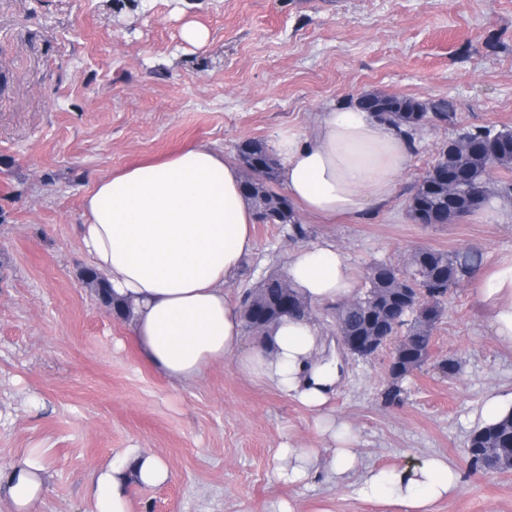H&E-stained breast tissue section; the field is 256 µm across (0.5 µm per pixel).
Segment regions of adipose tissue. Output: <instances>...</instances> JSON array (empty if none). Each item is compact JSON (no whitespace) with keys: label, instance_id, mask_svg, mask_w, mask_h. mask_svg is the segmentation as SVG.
I'll use <instances>...</instances> for the list:
<instances>
[{"label":"adipose tissue","instance_id":"ef3b65f1","mask_svg":"<svg viewBox=\"0 0 512 512\" xmlns=\"http://www.w3.org/2000/svg\"><path fill=\"white\" fill-rule=\"evenodd\" d=\"M289 198L315 216L358 217L384 208L406 168L410 141L394 127L355 108L318 112L305 134L280 132L270 144ZM239 167L224 151L199 144L163 160L140 162L97 181L86 197L79 236L93 267L132 311L129 333L140 359L171 383L199 378L233 360L248 379L273 386L314 416L330 453L283 443L279 480L302 484L327 469L343 477L359 461L349 426L329 410L344 364L326 347L312 316H288L265 341L245 345L242 307L224 286L254 251L256 216L241 192ZM286 274L313 309L349 302L356 291L348 255L326 241L292 250ZM470 287L488 314L496 339L512 347V255ZM168 465L131 447L91 475L93 512H132L127 487L166 484ZM457 469L440 456L396 469H369L358 493L402 512H436L457 492ZM47 485L41 449L0 468V503L7 512H37Z\"/></svg>","mask_w":512,"mask_h":512}]
</instances>
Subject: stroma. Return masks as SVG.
Returning <instances> with one entry per match:
<instances>
[{"label": "stroma", "instance_id": "stroma-1", "mask_svg": "<svg viewBox=\"0 0 512 512\" xmlns=\"http://www.w3.org/2000/svg\"><path fill=\"white\" fill-rule=\"evenodd\" d=\"M209 31L193 46L182 27ZM362 92L448 101L453 120L413 131L390 203L359 219L300 215L255 224V249L227 285L241 300L283 272L291 250L326 240L358 281L372 262L420 248L478 247L485 266L512 254V198L455 224L408 213L440 147L480 127H512V0H0V466L44 449L40 512H89V474L135 446L172 473L130 483L133 512H398L359 498L357 474L277 480L286 441L321 447L295 400L232 362L171 385L142 364L128 318L80 278L78 226L98 179L208 143L237 162L242 141L310 131L316 112ZM123 346H116V339ZM456 359L454 377L437 361ZM330 407L355 437L361 470L447 457L461 486L437 512H512V473L471 472L465 443L486 394L512 389V348L493 336L469 286L448 295L431 359L387 399L388 355L342 356Z\"/></svg>", "mask_w": 512, "mask_h": 512}]
</instances>
